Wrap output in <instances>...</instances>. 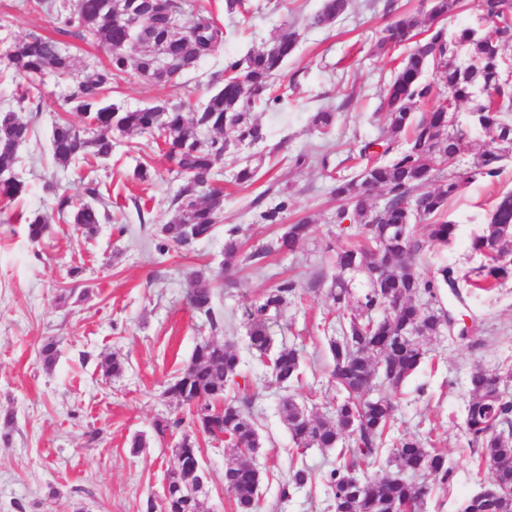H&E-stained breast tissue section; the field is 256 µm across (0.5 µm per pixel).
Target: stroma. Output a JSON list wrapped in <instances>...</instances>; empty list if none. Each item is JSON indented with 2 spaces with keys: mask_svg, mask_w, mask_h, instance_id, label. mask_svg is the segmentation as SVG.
Segmentation results:
<instances>
[{
  "mask_svg": "<svg viewBox=\"0 0 512 512\" xmlns=\"http://www.w3.org/2000/svg\"><path fill=\"white\" fill-rule=\"evenodd\" d=\"M197 2L226 33L219 50L201 59L181 84L150 83L131 69L107 95L131 109L160 99L198 105L222 76L225 57L241 58L266 47L283 26L299 32L296 51L276 79L284 104L254 114L266 141L229 144L218 175L223 221L239 227L242 241L233 267L224 265L220 229L189 250L156 251L154 235L175 214L172 200L180 182L151 134L113 135L108 160L58 166L50 139L54 122L66 114L69 85L45 77L38 98L21 103L15 81L0 77V108L16 111L33 127L18 153L16 172L27 190L14 208L50 217L37 244L30 242L25 224L0 222V412L14 415L13 427L0 429V512H147L148 502H160L179 438L158 436L154 422L188 417V407L164 391L205 340L234 343L240 353L250 413L262 440L261 512H333L323 476L335 465V450L297 451L279 413L281 399L289 394L325 418L334 417L341 399L329 376L327 338L336 327V308L328 288L336 248L355 240L360 227L337 226L332 178L352 171L361 142L385 134L379 90L405 54L401 47H380L388 24L409 14L422 17L418 31L424 37L438 27L449 34L471 27L482 36L491 28L480 24L477 0H463L462 9L438 26L425 22L423 0H354L328 28L308 25L322 0H276L275 10L261 13L255 10L257 0H246L244 10L233 14L224 0ZM32 33L57 39L87 63L102 66L108 60V47L82 40L77 28L57 32L50 14L34 0H0V52ZM326 106L335 108L337 118L323 135L311 128L310 117ZM301 152L311 161L298 168L293 158ZM247 156L258 164V175L236 183L237 165ZM140 162L152 170V180L135 178ZM504 165L500 179L475 178L451 202L448 218L455 235L448 244L428 247L419 263L423 274L445 265L466 272L482 263L471 242L487 223L495 196L512 190V157ZM91 186L111 219L88 237L59 214L57 201L64 194L74 204L88 202ZM270 186L288 194L286 223L306 216L314 229L294 251L258 259L255 251L278 232L277 226L258 223L252 206ZM196 270L204 271L224 314L220 330H211L188 304L189 275ZM287 278L296 281L301 298L271 315L270 334L275 346L302 350L303 374L299 383L285 387L254 356L242 312ZM465 303L480 346L445 336L427 340L433 364L418 370L395 397L393 437L411 434L435 444L456 471L448 486L427 476L432 493L425 512H458L465 497L491 482L489 471L475 467L464 434L467 385L474 368L512 365V281L492 293L466 295ZM49 340L58 349L50 368L39 356ZM112 354L125 360L117 378L105 377L100 367ZM136 435L146 441L137 453L130 448ZM200 454L209 474V512H235L224 487L232 448L205 442ZM293 465L308 467L315 478L284 499L280 486Z\"/></svg>",
  "mask_w": 512,
  "mask_h": 512,
  "instance_id": "1",
  "label": "stroma"
}]
</instances>
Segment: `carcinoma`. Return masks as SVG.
I'll return each instance as SVG.
<instances>
[{
  "label": "carcinoma",
  "instance_id": "obj_1",
  "mask_svg": "<svg viewBox=\"0 0 512 512\" xmlns=\"http://www.w3.org/2000/svg\"><path fill=\"white\" fill-rule=\"evenodd\" d=\"M36 3L53 15L58 29L76 26L81 38L110 49L107 65L87 67L58 41L31 34L0 55L13 78L25 80L18 85L21 101L34 98L37 79L47 73L75 78L76 90L67 102L88 126L66 118L55 124L51 136L55 160L66 167L90 156L106 159L112 154L109 133L113 131L156 133L163 139L173 171L182 178L173 199L178 215L159 228L156 250L163 255L173 247L192 246L196 236H211L224 210V195L211 185L227 149L224 135H232L241 145L263 141L262 128L252 121L251 113L282 103L283 96L274 94L275 79L299 33L284 27L266 48L243 59L225 58L222 86L199 107L160 100L128 109L106 102L104 89L112 79L132 67L146 80L173 83L223 44V29L204 9L178 0H166L162 10L154 7V0H75L70 11L50 0ZM348 7L349 0H322L309 25L328 27ZM461 8L462 0H429L428 16L439 22ZM478 10L480 19L494 26L492 35L478 37L475 29L462 28L447 38L438 29L427 39L415 40L384 88L390 136L365 143L360 156L368 157V162L352 176L336 177L330 189L340 202L336 223L349 220L363 226L361 240L336 253V273L329 288L336 304V335L328 338L330 377L343 398L333 420L315 415L292 396L282 399L280 414L297 448H339L336 466L324 477L334 512H394L401 503L420 512L431 495V487L418 481L420 473L428 472L443 483L452 480L454 469L447 454L426 447L413 435L392 444L387 468L371 471L395 425L391 394L398 393L425 363V340L445 332L459 335L454 313L433 307L439 288H449L461 301L465 287L491 291L512 280L511 190L497 195L482 234L472 240L473 251L485 256L483 265L471 274L445 265L433 276L418 267L426 244H447L455 234V225L445 219L448 200L476 176H499L502 161L512 152V56L506 53L512 43V0H479ZM417 27L416 16L403 18L383 31L380 43L396 46L414 40ZM131 46L138 49L135 57L127 53ZM430 67L439 73L448 95L436 99L418 118L415 110L433 98L432 84L423 80ZM477 86L491 88L494 94L475 99ZM464 101L472 103V116L484 132V149L470 170L450 173L435 186L438 167L467 150L466 132L450 127V114ZM30 135V125L18 115L0 119V202L7 206L26 191L13 170L18 149ZM266 195L264 191L253 201L260 209L259 220L283 223L288 197L282 195L277 203L267 205ZM378 196L381 203H373ZM68 210L72 223L89 237L106 218L95 206L76 207L69 197H58V212ZM417 221L426 223L427 238L416 236ZM26 224L32 242L40 241L48 229L47 217L39 213L27 217ZM310 231L308 219L289 224L257 255L291 250ZM238 233L236 226L224 230L226 266L238 257ZM357 278L365 291L352 304L351 288ZM190 282V305L204 315L212 330L221 329L224 317L213 305V289L200 272L191 273ZM298 296L296 282L283 279L247 310L250 349L269 360L272 377L284 386L300 381L301 353L293 346L273 349L267 320ZM240 363L234 344L203 341L166 391L184 402L206 400L212 414L200 429L206 441L223 439L235 448H252L258 430L245 410L251 400L245 395L247 387L238 381ZM510 375L511 366L471 372L464 433L475 449L477 467L488 469L495 484L512 490V395L497 382L498 377ZM230 391L243 396L229 401L224 395ZM311 481L306 467H291L281 498ZM260 482L261 472L252 457L239 454L226 466L224 486L233 495L236 512H259ZM168 510L206 512V493L189 499L172 491ZM461 512H512V498L488 496L482 490L464 501Z\"/></svg>",
  "mask_w": 512,
  "mask_h": 512
}]
</instances>
